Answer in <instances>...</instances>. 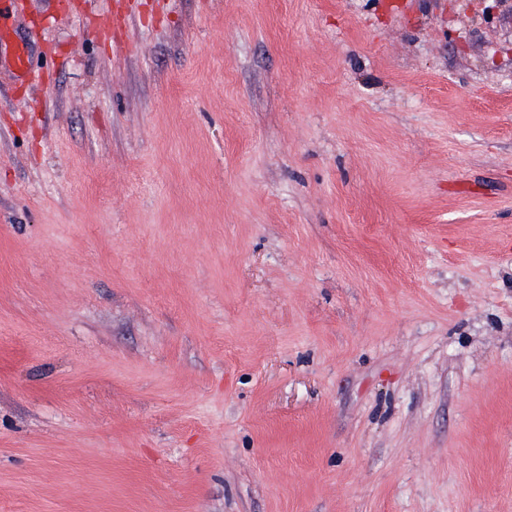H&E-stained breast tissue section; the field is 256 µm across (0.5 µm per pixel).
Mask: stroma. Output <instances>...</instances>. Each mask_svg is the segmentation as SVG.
<instances>
[{"mask_svg": "<svg viewBox=\"0 0 512 512\" xmlns=\"http://www.w3.org/2000/svg\"><path fill=\"white\" fill-rule=\"evenodd\" d=\"M0 0V512H512V6Z\"/></svg>", "mask_w": 512, "mask_h": 512, "instance_id": "1", "label": "stroma"}]
</instances>
